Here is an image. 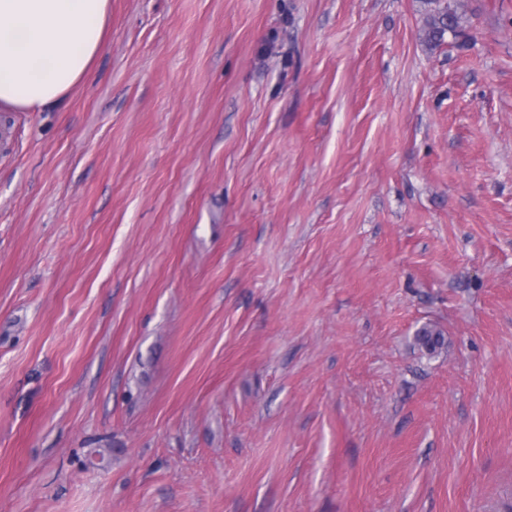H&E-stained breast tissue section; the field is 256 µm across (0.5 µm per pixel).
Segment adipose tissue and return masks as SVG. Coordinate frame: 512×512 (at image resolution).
<instances>
[{
  "mask_svg": "<svg viewBox=\"0 0 512 512\" xmlns=\"http://www.w3.org/2000/svg\"><path fill=\"white\" fill-rule=\"evenodd\" d=\"M110 0H0V108H49L81 84Z\"/></svg>",
  "mask_w": 512,
  "mask_h": 512,
  "instance_id": "obj_1",
  "label": "adipose tissue"
}]
</instances>
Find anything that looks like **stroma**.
<instances>
[{
    "mask_svg": "<svg viewBox=\"0 0 512 512\" xmlns=\"http://www.w3.org/2000/svg\"><path fill=\"white\" fill-rule=\"evenodd\" d=\"M450 3L111 0L0 110V512H512V0ZM463 16L448 3L436 8L426 19L422 29L423 39L431 46H439L445 36L451 34L457 38L464 34Z\"/></svg>",
    "mask_w": 512,
    "mask_h": 512,
    "instance_id": "stroma-1",
    "label": "stroma"
}]
</instances>
